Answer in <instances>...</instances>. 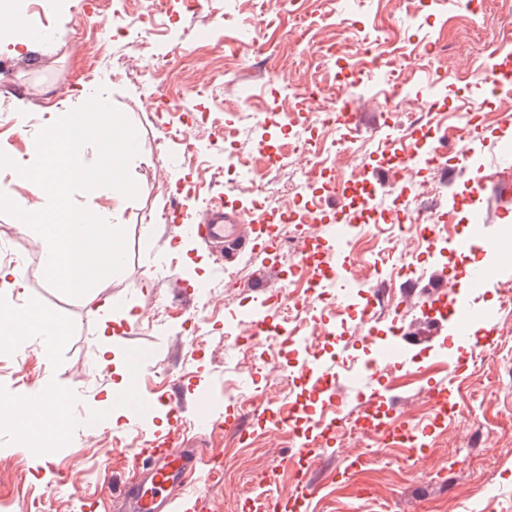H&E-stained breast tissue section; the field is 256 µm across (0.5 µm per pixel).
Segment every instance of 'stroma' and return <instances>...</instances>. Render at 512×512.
<instances>
[{"instance_id":"1","label":"stroma","mask_w":512,"mask_h":512,"mask_svg":"<svg viewBox=\"0 0 512 512\" xmlns=\"http://www.w3.org/2000/svg\"><path fill=\"white\" fill-rule=\"evenodd\" d=\"M142 9L141 0H21L25 26L54 38L20 55L0 45V152L15 163L0 171V193L13 201L28 197L18 165L32 158L49 118H61L90 94L101 93L135 127L138 145L129 165L137 195L122 210L126 265L100 282L112 301L111 335L101 333L100 311L46 281L41 248L23 237L26 288L0 289V303L50 315L66 324L67 337L50 346L44 336L23 335L0 348V402L30 389L64 391L77 414L102 417L112 416L124 392L139 401L103 431L76 427L66 442L50 439L38 448L26 446L12 413L0 414V512L32 501L41 512H105L114 484L144 466L142 442L174 430L182 449L222 462L220 474L200 473L198 512H248L267 493L274 512H512V338L505 336L512 312L498 305L500 289H512V97L491 96L483 79L486 70L512 61V0H482L478 17L461 0H363L352 11L343 0H285L264 15L252 0H168L166 12L141 30L131 21ZM374 32L373 57L402 75L403 107L391 110L389 89L377 81L347 88L353 141L326 161L345 191L321 181L314 192L294 194L310 166L291 149L292 100L281 97L277 111L258 124L238 99L248 92L263 102L285 80L317 86L313 105L322 107L343 68L367 67L356 46ZM310 46H337L341 54L299 65V52ZM173 55L175 67L154 69L156 59ZM434 100L437 115L428 111ZM474 109L482 116L479 129L456 141L445 166L423 170L413 162L409 174L398 170L402 147L429 144L437 121L457 125ZM215 118L230 137H213ZM262 151L290 155L287 166L268 175L277 190L272 205H302L318 193L326 213L346 211V249L319 223L300 225L296 236L319 251L324 267L354 258L370 269L369 289L385 298L372 310V325L394 333L401 351L394 377L366 371L379 348L367 341L360 309L348 308L336 285L308 295L294 247L274 251L264 234L254 249L223 264L175 232L219 195L225 211L247 209L246 194L231 186L233 167ZM479 167L495 188L474 207L468 188ZM361 188L382 219L404 202L422 213H447V240L430 244L382 222L377 241H369L353 203ZM391 240L419 256L417 272L373 270L377 247ZM460 240L467 248H457ZM484 266L492 276L476 298L483 315L471 323L464 346L449 312L430 297ZM272 298L298 305L315 333L307 343H291L286 324L269 313L264 326L274 336L258 364L243 321ZM488 314L493 324H486ZM101 344L109 350L104 364L95 360ZM308 362L325 370L328 390L317 400L302 376ZM121 371L129 380L124 388ZM443 386L455 408L444 417L432 402ZM373 393L381 418L406 422L419 448L373 431L351 436L342 427L306 447L296 430L273 418L291 409L306 427L354 419ZM199 398L220 415L217 429L194 427ZM363 452L364 463L357 459ZM300 480L319 492L288 505Z\"/></svg>"}]
</instances>
